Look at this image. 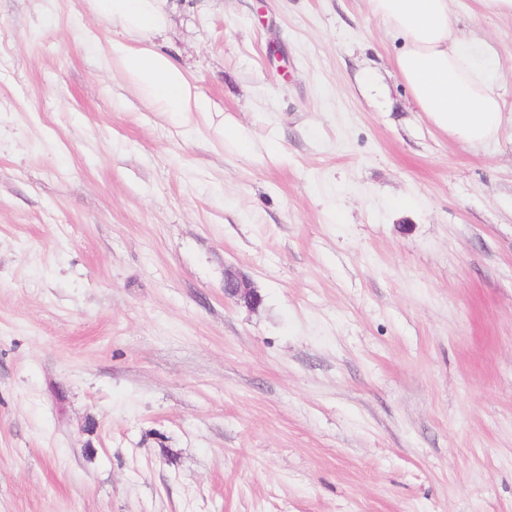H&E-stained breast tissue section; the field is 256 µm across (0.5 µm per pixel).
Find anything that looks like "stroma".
Listing matches in <instances>:
<instances>
[{"label": "stroma", "instance_id": "35a3bbf8", "mask_svg": "<svg viewBox=\"0 0 512 512\" xmlns=\"http://www.w3.org/2000/svg\"><path fill=\"white\" fill-rule=\"evenodd\" d=\"M126 39L0 0V512H512V122L432 126L367 0H176L203 112ZM104 61L107 67H119L156 111H206L194 80L164 52L143 45L111 42ZM224 296L248 307H256L262 303V297L252 282L232 270L224 272Z\"/></svg>", "mask_w": 512, "mask_h": 512}]
</instances>
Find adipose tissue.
Masks as SVG:
<instances>
[{"instance_id":"adipose-tissue-1","label":"adipose tissue","mask_w":512,"mask_h":512,"mask_svg":"<svg viewBox=\"0 0 512 512\" xmlns=\"http://www.w3.org/2000/svg\"><path fill=\"white\" fill-rule=\"evenodd\" d=\"M371 13L400 42L395 67L418 111L449 138L469 146L498 139L505 104L494 76L479 63L494 46L452 26L450 0H368ZM95 16L121 27L130 43L110 44L104 61L120 68L157 111L201 112L197 86L174 59L147 47L168 24L169 0H92Z\"/></svg>"}]
</instances>
